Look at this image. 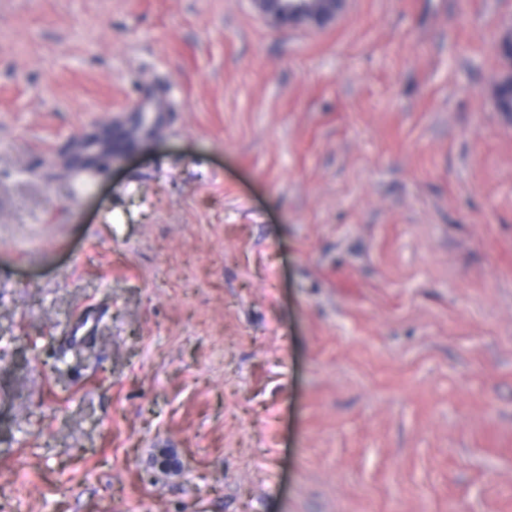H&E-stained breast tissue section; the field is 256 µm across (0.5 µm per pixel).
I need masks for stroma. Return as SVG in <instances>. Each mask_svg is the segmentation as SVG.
Segmentation results:
<instances>
[{
	"label": "stroma",
	"instance_id": "1",
	"mask_svg": "<svg viewBox=\"0 0 512 512\" xmlns=\"http://www.w3.org/2000/svg\"><path fill=\"white\" fill-rule=\"evenodd\" d=\"M510 24L0 0V512H512Z\"/></svg>",
	"mask_w": 512,
	"mask_h": 512
}]
</instances>
